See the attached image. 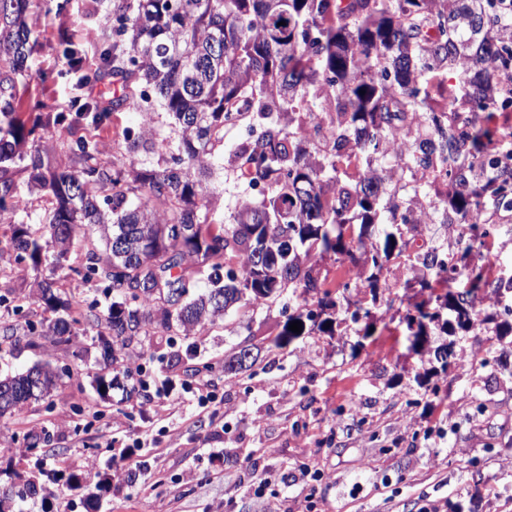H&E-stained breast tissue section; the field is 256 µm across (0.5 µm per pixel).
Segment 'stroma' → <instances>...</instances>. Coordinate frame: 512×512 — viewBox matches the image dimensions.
Here are the masks:
<instances>
[{
    "instance_id": "stroma-1",
    "label": "stroma",
    "mask_w": 512,
    "mask_h": 512,
    "mask_svg": "<svg viewBox=\"0 0 512 512\" xmlns=\"http://www.w3.org/2000/svg\"><path fill=\"white\" fill-rule=\"evenodd\" d=\"M90 0H30L35 50L22 79L34 112H66L73 80L42 81L65 65L57 43L79 42L88 67L100 63L104 13ZM137 112L113 113L94 130L103 158L120 156L123 132ZM218 213L251 191L221 159L212 178ZM486 242L490 279L512 275V212L502 213ZM413 269L390 263V291L380 293L370 322H345L334 333L272 341L287 297L230 310L195 336H150L144 354L123 366L102 357L91 337L74 353L40 336L21 337L0 355V370L65 366L50 402H33L0 418V490L27 479L43 485L15 512H512V323L488 289L496 323L469 333L434 336L449 347L447 372L409 349L404 318L415 291ZM261 350L235 378L218 364L240 347ZM212 362V372L192 367ZM141 387H133V380ZM41 436L27 450L30 436ZM265 478L263 495L246 484Z\"/></svg>"
}]
</instances>
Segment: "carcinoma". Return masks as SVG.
Segmentation results:
<instances>
[{"label": "carcinoma", "mask_w": 512, "mask_h": 512, "mask_svg": "<svg viewBox=\"0 0 512 512\" xmlns=\"http://www.w3.org/2000/svg\"><path fill=\"white\" fill-rule=\"evenodd\" d=\"M28 2L0 0V258L30 266L39 294L9 289L0 306L15 316L26 303L44 309L37 321H0V345L24 331L68 349L94 333L115 363L155 333L194 335L287 288L301 302L275 346L298 337L294 321L331 333L324 314L336 301L310 263L316 252L345 257L374 298L389 262L422 270L421 300L406 316L416 354L434 328L454 336L495 319L482 308L487 288L512 294V276L493 283L475 263L484 242L469 234L512 211V127L500 121L512 107V16L496 0H94L112 18L101 67L84 72L66 41L65 74L110 76L139 96L35 117L20 89L33 51ZM156 102L175 137L154 133ZM124 107L142 122L125 130L121 160L101 158L85 136L67 143L60 167L24 151L64 123L98 127ZM233 123L257 131L230 162L264 196L202 219L214 211L208 176ZM142 152L165 167L141 165ZM23 183L52 199L34 231L15 208ZM87 224L105 252L90 249L81 270L71 245ZM420 224L458 231L464 248L418 244ZM72 272L112 289L106 311L85 315L62 296ZM257 359L232 356L224 373ZM41 369L39 401L58 379L50 364ZM29 377L0 375V398L27 399Z\"/></svg>", "instance_id": "obj_1"}]
</instances>
